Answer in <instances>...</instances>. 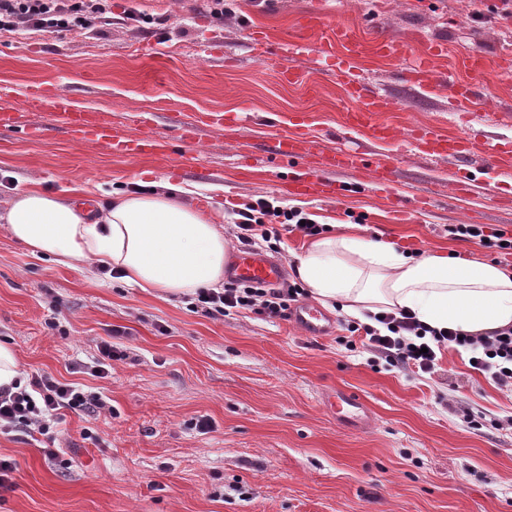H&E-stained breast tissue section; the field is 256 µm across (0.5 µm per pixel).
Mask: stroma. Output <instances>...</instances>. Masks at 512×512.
<instances>
[{"label": "stroma", "instance_id": "1", "mask_svg": "<svg viewBox=\"0 0 512 512\" xmlns=\"http://www.w3.org/2000/svg\"><path fill=\"white\" fill-rule=\"evenodd\" d=\"M503 2L331 0L329 25L392 47L387 56L364 51L355 63L359 81L391 100L380 118L402 132L392 143L344 129L350 103L333 70L284 56L310 0H224L220 20L211 0H109L111 22L94 30H0V108L19 105L32 82L53 83L117 127L159 114L168 143L166 153L128 158L68 140L42 115L40 139L0 132V203L32 178L53 193L88 189L100 205L112 192L167 179L191 188L196 208L223 215L228 231L264 199L325 226L357 225L415 255L450 250L511 270L512 255L455 240L448 227L476 222L511 234L504 198L512 165L430 156L408 138L420 126L470 130L512 158V126L494 119L512 112V79L502 75L512 69V15ZM255 31L266 35L259 52ZM428 40L445 47L431 95L404 80ZM474 54L486 58L487 76L468 69ZM291 64L304 69L302 82L281 80ZM450 80L475 90L469 119L451 108ZM243 109L246 123L200 125L192 144L168 120ZM299 121L303 134L359 154L356 167L324 173L340 195L289 193L311 158L264 153ZM183 154L198 157L201 176L178 167ZM381 162L412 209L408 222L390 220L392 199L374 183ZM461 178L473 185L465 197L452 191ZM424 197L428 205L417 208ZM324 313L334 328L321 338L248 311L214 317L195 300H163L110 271L91 277L31 254L0 229V341L15 348L25 373L85 384L112 405L108 417L67 415L56 461L45 455L47 437L0 433V456L18 464L15 487L0 488V512H512V393L471 368L460 347L442 349L434 374L399 371L362 343L348 345L340 308ZM115 329L125 359L104 379L81 373ZM336 390L362 398L369 428L337 421L326 404Z\"/></svg>", "mask_w": 512, "mask_h": 512}]
</instances>
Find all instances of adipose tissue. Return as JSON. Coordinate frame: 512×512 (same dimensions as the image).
Masks as SVG:
<instances>
[{
    "mask_svg": "<svg viewBox=\"0 0 512 512\" xmlns=\"http://www.w3.org/2000/svg\"><path fill=\"white\" fill-rule=\"evenodd\" d=\"M167 180L114 193L97 216L38 180L0 210V223L32 252L87 268H112L124 282L164 299L224 285L231 245L218 216L189 205ZM296 275L322 304L352 316L411 311L436 329L484 336L512 325V271L445 253L415 256L352 233L323 236L297 256Z\"/></svg>",
    "mask_w": 512,
    "mask_h": 512,
    "instance_id": "obj_1",
    "label": "adipose tissue"
}]
</instances>
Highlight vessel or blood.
<instances>
[{"mask_svg":"<svg viewBox=\"0 0 512 512\" xmlns=\"http://www.w3.org/2000/svg\"><path fill=\"white\" fill-rule=\"evenodd\" d=\"M347 30L339 28L333 37L315 43H297L290 45L289 54L299 52L307 53L313 62L325 64L335 62L336 75L344 84L353 103L347 116L348 124L354 129L368 130L371 137L381 140H396L398 133L395 128L378 123L377 113L388 111L387 98L379 93L367 90L357 79L350 61L340 60L336 57V43L348 40ZM441 50L439 44H429L425 56L413 63L406 71V80L411 85L422 90H434L436 84L433 80L430 67L431 57ZM476 104L474 89L468 84H457L453 87L451 105L460 116H467ZM49 112L55 127L65 136L77 143L92 141L99 143L114 152H121L135 157L149 149H166L165 140L158 138L154 130V123L149 119H136V130L133 133L122 135L113 128L112 124L104 120L101 113L93 111L82 105L72 94L61 91L54 86L40 82L28 86L20 109L7 112L0 111V131H10L17 127H24L29 138L36 139L43 135V125L34 123L37 113ZM413 142L423 147L429 155H448L452 157L467 158L477 154H489L490 149L486 143L480 142L476 135L470 134L461 137L447 138L432 128L413 131ZM318 151L321 163L330 170H344L357 164L359 157L350 151L336 148L323 150L318 140L303 137L292 133L278 137L271 146L273 154L289 157L298 151ZM225 273L233 279L260 280L266 283L281 281L283 269L280 264L267 259L255 250L239 252ZM291 323L299 328L305 335L320 337L327 335L331 330L329 319L309 305L302 304L293 308L290 313ZM330 406L339 410V420L345 424H360L369 427L370 418L365 404L356 395L336 392L328 398Z\"/></svg>","mask_w":512,"mask_h":512,"instance_id":"vessel-or-blood-1","label":"vessel or blood"}]
</instances>
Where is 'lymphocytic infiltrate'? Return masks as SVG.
<instances>
[{
  "mask_svg": "<svg viewBox=\"0 0 512 512\" xmlns=\"http://www.w3.org/2000/svg\"><path fill=\"white\" fill-rule=\"evenodd\" d=\"M107 0H0V30L37 29L47 32L99 27L107 21ZM320 234L322 228L303 221L300 211L270 207L258 202L254 214L245 215L236 224L234 235L242 246L254 245L256 239L281 240L283 233ZM298 283H263L231 281L221 291L202 290L197 294L207 313L228 315L250 311L270 318L288 315L290 303L301 293ZM377 326H365L367 345L394 368L434 373L440 347L458 346L471 353L475 369L491 376L499 388L512 392V328L495 331L478 340L470 334L453 330H431L410 312L378 315ZM111 407L102 393L84 389L82 384L66 382L50 373L31 376L27 385L0 388V433L22 430L47 435L65 414L98 416Z\"/></svg>",
  "mask_w": 512,
  "mask_h": 512,
  "instance_id": "lymphocytic-infiltrate-1",
  "label": "lymphocytic infiltrate"
}]
</instances>
